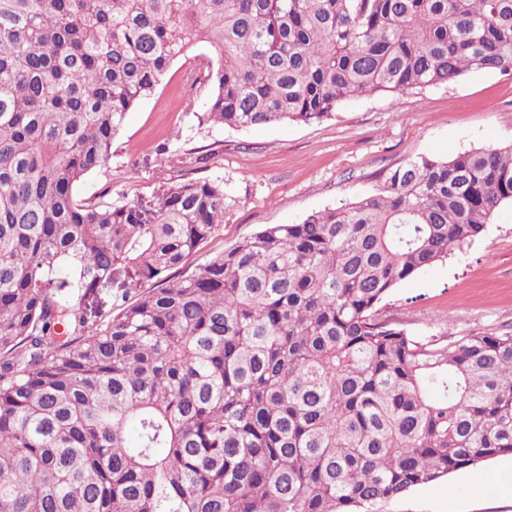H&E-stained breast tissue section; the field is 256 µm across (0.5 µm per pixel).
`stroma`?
Wrapping results in <instances>:
<instances>
[{"label": "stroma", "instance_id": "obj_1", "mask_svg": "<svg viewBox=\"0 0 512 512\" xmlns=\"http://www.w3.org/2000/svg\"><path fill=\"white\" fill-rule=\"evenodd\" d=\"M215 64L206 44L191 46L128 113L111 161L75 190L80 201L118 207L188 180L222 183L224 222L196 254L199 264L263 226L296 224L375 193L410 159L512 145V74L474 67L450 86L359 97L319 122L230 128L196 117L211 89L190 75ZM381 312L424 341L512 331V205L464 252L402 282ZM505 475L511 456L453 472L375 512H512Z\"/></svg>", "mask_w": 512, "mask_h": 512}]
</instances>
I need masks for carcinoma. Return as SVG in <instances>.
I'll return each mask as SVG.
<instances>
[{
  "mask_svg": "<svg viewBox=\"0 0 512 512\" xmlns=\"http://www.w3.org/2000/svg\"><path fill=\"white\" fill-rule=\"evenodd\" d=\"M197 41L200 121L309 123L511 74L512 0H0V512H371L512 456V333L381 318L512 204L511 146L416 157L192 270L222 184L77 199Z\"/></svg>",
  "mask_w": 512,
  "mask_h": 512,
  "instance_id": "cac0c4a2",
  "label": "carcinoma"
}]
</instances>
